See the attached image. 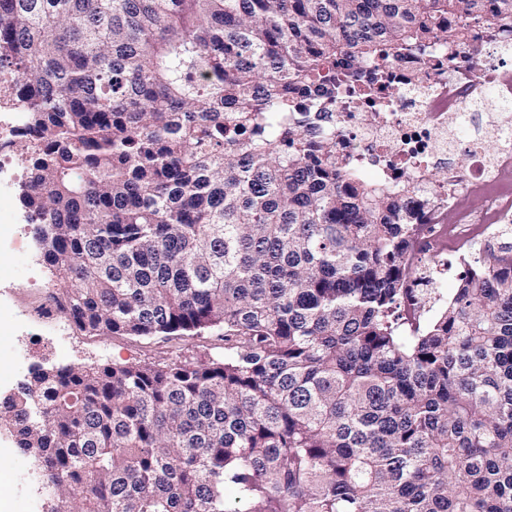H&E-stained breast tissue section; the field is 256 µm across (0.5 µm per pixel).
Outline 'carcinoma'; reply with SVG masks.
<instances>
[{
  "label": "carcinoma",
  "mask_w": 512,
  "mask_h": 512,
  "mask_svg": "<svg viewBox=\"0 0 512 512\" xmlns=\"http://www.w3.org/2000/svg\"><path fill=\"white\" fill-rule=\"evenodd\" d=\"M494 14L512 0H0L55 309L224 331L219 358L35 366L0 402L73 512H512V233L414 321L417 211L299 110Z\"/></svg>",
  "instance_id": "obj_1"
}]
</instances>
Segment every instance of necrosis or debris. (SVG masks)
<instances>
[{"label":"necrosis or debris","mask_w":512,"mask_h":512,"mask_svg":"<svg viewBox=\"0 0 512 512\" xmlns=\"http://www.w3.org/2000/svg\"><path fill=\"white\" fill-rule=\"evenodd\" d=\"M509 57L512 16H497L471 25L464 42L439 41L429 61L412 53L395 58L385 109L375 119H368L365 101L346 95L316 123L317 132L335 130L356 168L425 201L418 239L437 246L411 252L410 271L437 266L442 255L465 252L512 225V111L487 108L482 133L457 136L481 93L512 100ZM457 150L459 164L448 159ZM438 167L446 170L439 181L433 178ZM464 198L484 200L485 207H462ZM450 211L456 215L451 224L444 220Z\"/></svg>","instance_id":"4bbe7bcc"}]
</instances>
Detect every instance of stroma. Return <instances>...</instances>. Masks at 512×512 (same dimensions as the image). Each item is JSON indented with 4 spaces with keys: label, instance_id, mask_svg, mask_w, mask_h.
I'll list each match as a JSON object with an SVG mask.
<instances>
[{
    "label": "stroma",
    "instance_id": "stroma-1",
    "mask_svg": "<svg viewBox=\"0 0 512 512\" xmlns=\"http://www.w3.org/2000/svg\"><path fill=\"white\" fill-rule=\"evenodd\" d=\"M54 277L40 256L33 238L21 249L0 253V323H22L17 335L0 333V398L17 392L31 367H90L112 363H161L180 356L196 361L224 354L220 332L201 336L163 337L86 336L68 330L57 336L56 312L48 300ZM0 481L10 483L8 512H41L43 477L31 457L22 455L9 434L0 435Z\"/></svg>",
    "mask_w": 512,
    "mask_h": 512
}]
</instances>
